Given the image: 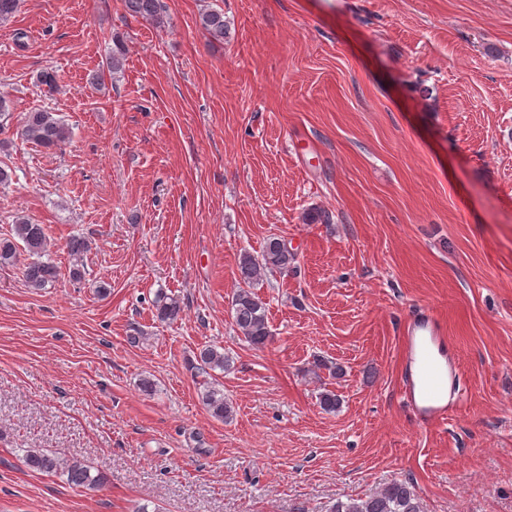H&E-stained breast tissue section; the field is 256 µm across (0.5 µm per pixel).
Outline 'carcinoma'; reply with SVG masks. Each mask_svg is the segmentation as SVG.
Returning a JSON list of instances; mask_svg holds the SVG:
<instances>
[{"label": "carcinoma", "mask_w": 512, "mask_h": 512, "mask_svg": "<svg viewBox=\"0 0 512 512\" xmlns=\"http://www.w3.org/2000/svg\"><path fill=\"white\" fill-rule=\"evenodd\" d=\"M124 7L132 16H141L158 24L163 22L160 15L159 0H124ZM201 25L215 40L224 39L226 24L224 14L211 10L201 16ZM126 48L117 43L106 66L98 72L96 79L105 80L121 71ZM26 140L46 149L61 147L69 139V130L52 112L35 109L26 113L20 130ZM27 255L31 261L24 264L23 277L28 287L42 290L55 282L59 270L51 258L50 243L46 228L34 224L25 217L16 219L13 234L0 239V265L13 263L21 255ZM295 256L285 240L270 237L264 243L258 256L244 253L239 262L240 279L244 286L239 288L231 299V316L235 326L246 342L263 347L271 339L266 303L253 292L251 285L262 272L286 271L294 263ZM156 318L163 323L176 321L181 314L178 300L159 295L154 302ZM195 369L206 374L208 371L226 370L228 356L212 345H204L195 355ZM201 400L210 415L226 422L232 416V406L224 397V389L214 382H206L201 391ZM24 465L31 471L55 473L62 471L68 484L76 488L95 489L108 481L106 474L93 470L92 466L79 460L66 461L56 455L29 449L23 455ZM331 512H424L422 503L414 489L406 481H394L380 491L365 497L339 499Z\"/></svg>", "instance_id": "obj_1"}]
</instances>
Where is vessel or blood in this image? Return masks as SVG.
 I'll return each instance as SVG.
<instances>
[{
	"instance_id": "vessel-or-blood-1",
	"label": "vessel or blood",
	"mask_w": 512,
	"mask_h": 512,
	"mask_svg": "<svg viewBox=\"0 0 512 512\" xmlns=\"http://www.w3.org/2000/svg\"><path fill=\"white\" fill-rule=\"evenodd\" d=\"M401 396L420 426L447 420L462 395L459 366L431 310L416 313L402 336Z\"/></svg>"
}]
</instances>
